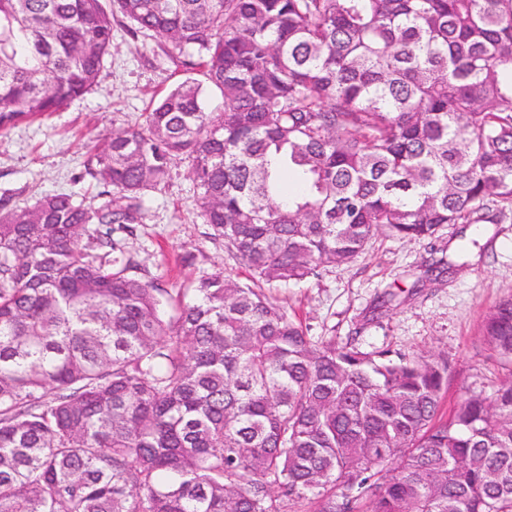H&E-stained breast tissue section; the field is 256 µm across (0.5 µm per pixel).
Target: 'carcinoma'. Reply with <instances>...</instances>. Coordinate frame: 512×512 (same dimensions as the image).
I'll list each match as a JSON object with an SVG mask.
<instances>
[{"instance_id": "carcinoma-1", "label": "carcinoma", "mask_w": 512, "mask_h": 512, "mask_svg": "<svg viewBox=\"0 0 512 512\" xmlns=\"http://www.w3.org/2000/svg\"><path fill=\"white\" fill-rule=\"evenodd\" d=\"M113 3L204 81L96 140L97 205L0 211V512H512L511 380L445 416L448 359L316 340L222 271L168 317L122 239L181 157L268 285L512 218V0ZM112 17L0 0V132L93 89ZM482 336L512 365V295Z\"/></svg>"}]
</instances>
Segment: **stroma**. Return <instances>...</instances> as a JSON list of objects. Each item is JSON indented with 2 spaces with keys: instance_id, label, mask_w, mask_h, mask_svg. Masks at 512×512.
I'll use <instances>...</instances> for the list:
<instances>
[{
  "instance_id": "35a3bbf8",
  "label": "stroma",
  "mask_w": 512,
  "mask_h": 512,
  "mask_svg": "<svg viewBox=\"0 0 512 512\" xmlns=\"http://www.w3.org/2000/svg\"><path fill=\"white\" fill-rule=\"evenodd\" d=\"M197 77L168 60L159 37L114 22L111 54L90 93L49 117L0 133V198L22 207L40 193L65 191L94 203L100 187L85 172L93 140L139 121L153 100ZM189 167L185 159L171 164L168 182L148 193L145 219L126 240L140 275L157 279L172 295L217 271L249 279L198 217ZM432 253L451 265L438 281L424 274ZM267 293L316 339L349 342L365 352L448 358L453 380L447 403L466 394L491 396L512 379V368L482 337L485 313L512 295L511 220L483 225L477 237L468 224L446 225L421 242L381 234L352 263L325 267L299 283L276 284ZM388 293L393 301L378 308Z\"/></svg>"
}]
</instances>
